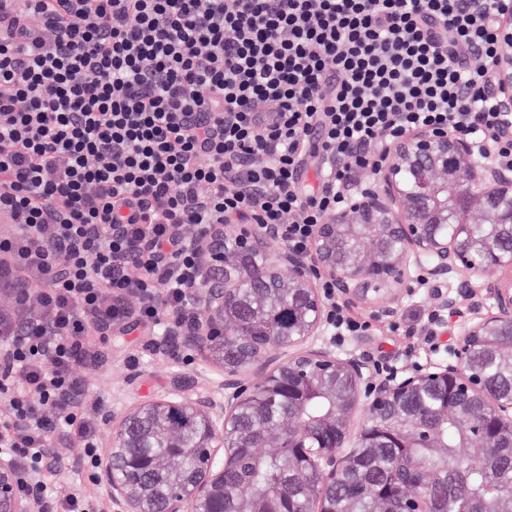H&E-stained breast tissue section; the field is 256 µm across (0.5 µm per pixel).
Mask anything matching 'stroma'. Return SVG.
<instances>
[{
  "instance_id": "stroma-1",
  "label": "stroma",
  "mask_w": 512,
  "mask_h": 512,
  "mask_svg": "<svg viewBox=\"0 0 512 512\" xmlns=\"http://www.w3.org/2000/svg\"><path fill=\"white\" fill-rule=\"evenodd\" d=\"M447 292L456 298L458 313L444 318L435 344H428L422 324L425 315L436 307L435 291L427 287L403 290L391 320L367 306L351 307V314L368 320L371 329L364 335L338 341L337 353H351L369 361L384 356L398 370L447 359L471 304L468 289L458 281H449ZM93 350L95 361L78 364L74 374L83 384L82 400L98 407L100 446H107L110 441L109 416L121 415L139 403L171 393L180 383H190L194 390L215 397L222 394L221 365L212 354L164 342L162 336L144 325L117 327L111 335L95 337ZM51 452L48 468L43 472L51 486L62 495L81 488L94 500L96 512H110L106 490L96 473L89 471L81 442L58 437L52 441Z\"/></svg>"
}]
</instances>
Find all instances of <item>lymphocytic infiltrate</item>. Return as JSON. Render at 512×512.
<instances>
[{
	"label": "lymphocytic infiltrate",
	"mask_w": 512,
	"mask_h": 512,
	"mask_svg": "<svg viewBox=\"0 0 512 512\" xmlns=\"http://www.w3.org/2000/svg\"><path fill=\"white\" fill-rule=\"evenodd\" d=\"M512 0H0V256L43 290L0 336V446L103 455L73 370L90 336L176 318L193 256L176 226L288 223L306 250L384 143L420 127L512 162L480 91ZM40 15L41 27L29 25ZM322 155L317 189L299 187ZM141 306L130 313L129 288Z\"/></svg>",
	"instance_id": "1"
}]
</instances>
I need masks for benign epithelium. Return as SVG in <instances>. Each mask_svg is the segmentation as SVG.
Masks as SVG:
<instances>
[{
  "instance_id": "1",
  "label": "benign epithelium",
  "mask_w": 512,
  "mask_h": 512,
  "mask_svg": "<svg viewBox=\"0 0 512 512\" xmlns=\"http://www.w3.org/2000/svg\"><path fill=\"white\" fill-rule=\"evenodd\" d=\"M498 33L505 48L496 61L493 110L511 114L512 16L502 21ZM448 222L455 227L451 237L439 238L432 232ZM472 224H485L489 230L470 241L463 235ZM499 224L512 225V163L481 159L474 143L455 133L414 130L382 146L374 187L347 192L346 206L315 226L305 251L284 245L285 224H263L255 230L211 224L201 236L190 238L187 247L195 253L196 288L188 306L193 319L170 323L167 339L186 349L209 350V337L231 335L226 323L238 316L239 288L245 282L302 296L304 308L296 320L295 336L286 341L270 338L250 365L268 400L283 393L278 372L287 364L295 368L297 394L312 389L332 400L329 423L339 426V440L313 448L307 445L311 431L295 428L291 416L267 437V447L279 448L282 431H288V447L297 449V458L288 462L308 466L322 478L308 512H332L324 490L351 466L349 448L373 447L380 433L376 418L427 385L449 386L480 400L496 430L512 433V398L495 396L480 376L464 370L473 343L512 322V247L502 258L495 232ZM254 253L265 255L263 266L252 264ZM417 266L439 287L456 279L466 285L479 281L480 288L471 293L474 315L462 323L448 360L410 374L395 371L380 376L364 390L367 362L336 354L324 340L328 307L316 279L324 272L344 301L391 316L399 285ZM338 375L349 381L344 393L336 387ZM221 388L224 395L219 400L181 392L160 396L112 419L110 443L99 467L111 512H150L142 476L153 471L166 472L171 486L160 512H223L235 418L244 408L259 411L261 406L253 402V386L243 384L234 369L224 368ZM179 415L193 421L195 447L204 454L200 466L182 464L181 437L170 425ZM398 433L401 447L421 446L422 432L415 423L403 422ZM148 440L158 441L167 452L158 456L137 451L139 443ZM431 448V459L408 460L413 478L404 482L399 507L390 511L378 506L372 512H435L426 490L439 466H448L450 460L467 464L494 460L492 440L485 435L476 441L463 436L451 458L440 444L434 442ZM40 497L39 479L21 474L11 457L1 456L0 512H41ZM471 499L472 512H512V497L487 500L474 493ZM240 512H288L287 494L275 485L251 488L243 495Z\"/></svg>"
}]
</instances>
